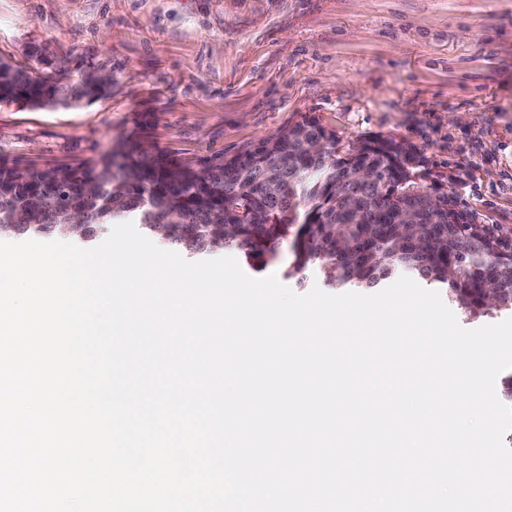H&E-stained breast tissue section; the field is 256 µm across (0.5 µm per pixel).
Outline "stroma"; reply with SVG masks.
<instances>
[{"mask_svg":"<svg viewBox=\"0 0 512 512\" xmlns=\"http://www.w3.org/2000/svg\"><path fill=\"white\" fill-rule=\"evenodd\" d=\"M0 59L112 73L90 103L0 102V162L62 167L125 139L196 164L311 116L344 149L409 142L421 187L512 237V0H0ZM292 260L285 242L241 268L322 284L287 278Z\"/></svg>","mask_w":512,"mask_h":512,"instance_id":"1","label":"stroma"}]
</instances>
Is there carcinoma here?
I'll list each match as a JSON object with an SVG mask.
<instances>
[{"label":"carcinoma","mask_w":512,"mask_h":512,"mask_svg":"<svg viewBox=\"0 0 512 512\" xmlns=\"http://www.w3.org/2000/svg\"><path fill=\"white\" fill-rule=\"evenodd\" d=\"M109 85L66 67L54 76L16 69L0 62V101H25L36 107L94 100ZM323 144L319 154L309 145ZM336 133L307 118L244 151L193 167L147 151L116 144L96 158L64 168H21L0 164V238L66 235L80 244L123 222L155 230L170 225L163 244L190 258L217 249L238 251L257 264L276 254L294 235V262L287 275L301 282L319 271L333 288H372L406 272L429 286L448 289V300L465 318L491 313L485 289L498 292L497 309L512 311V243L498 229L476 222L448 194L432 200L415 181L413 147L404 142L364 138L345 153ZM364 170L372 184L356 181ZM51 211L36 222L32 203ZM84 216L80 232L68 229L71 213ZM410 212L428 229L403 238L381 228L392 215ZM373 238L364 257L356 256L366 232Z\"/></svg>","instance_id":"carcinoma-1"}]
</instances>
